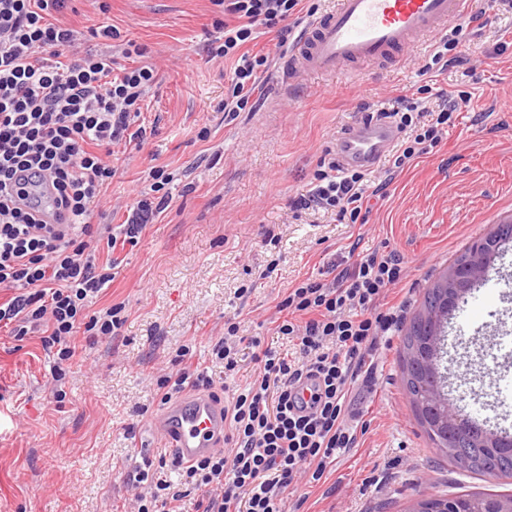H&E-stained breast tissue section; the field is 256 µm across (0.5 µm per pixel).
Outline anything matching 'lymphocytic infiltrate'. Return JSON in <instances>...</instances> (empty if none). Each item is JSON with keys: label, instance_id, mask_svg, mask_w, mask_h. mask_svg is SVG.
Listing matches in <instances>:
<instances>
[{"label": "lymphocytic infiltrate", "instance_id": "lymphocytic-infiltrate-1", "mask_svg": "<svg viewBox=\"0 0 512 512\" xmlns=\"http://www.w3.org/2000/svg\"><path fill=\"white\" fill-rule=\"evenodd\" d=\"M67 0H0V324L13 336L40 334L56 355L52 392L63 401L62 384L73 355L70 338L77 329L88 336L112 337L125 322L124 305L99 311L89 306L112 281V263H100L95 244L133 242L173 196L172 176L151 169L150 191L136 201L126 224L101 228L98 208L112 183V147L123 143L141 149L145 128H133L140 102L156 80L153 66L114 74L111 50L80 48L75 30L59 24ZM302 0H228L238 18L225 27L213 56H234L238 64L224 99L226 117L247 108L266 53L244 46L259 28H278L288 42L290 19ZM467 95L449 96L436 106L398 95L386 117L408 134L407 145L393 155L401 170L438 145L453 115L470 106ZM366 175L344 169L335 159L320 162L306 194L294 200L297 210L336 212L358 220L365 203ZM50 193L66 220L37 219L42 193ZM330 283L304 282L284 301L289 315L276 326L295 342L299 354L287 357L250 338L255 379L224 408L232 446L191 464H177L178 482L161 471L142 470L132 486L148 485L138 495L137 512H176L174 505L201 493L203 512H285L284 494L298 475L321 483L337 459L358 445L357 427L348 412L351 386L364 357L382 338L394 335L399 311L378 312L376 304L402 280L395 254L372 252L327 269ZM193 351L181 345L178 369L158 382L162 400L186 388L212 389L207 373L192 367ZM313 380L309 407L299 404L297 387Z\"/></svg>", "mask_w": 512, "mask_h": 512}]
</instances>
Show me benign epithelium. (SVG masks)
<instances>
[{
	"mask_svg": "<svg viewBox=\"0 0 512 512\" xmlns=\"http://www.w3.org/2000/svg\"><path fill=\"white\" fill-rule=\"evenodd\" d=\"M512 246V240L497 242L491 249L477 247L462 265L451 268L445 275L441 288L444 297L434 307L424 311V316L434 322V328L417 345L408 364L409 372L436 375L438 374V358L441 352V329L450 311L464 299L467 293L477 284L484 281L492 268L495 259ZM430 413L436 426L451 436L450 448H460L474 436L490 447H501L506 444L492 430L482 427L474 428L461 417L456 407L434 390L429 396Z\"/></svg>",
	"mask_w": 512,
	"mask_h": 512,
	"instance_id": "1",
	"label": "benign epithelium"
}]
</instances>
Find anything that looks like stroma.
I'll return each mask as SVG.
<instances>
[{"label": "stroma", "instance_id": "obj_1", "mask_svg": "<svg viewBox=\"0 0 512 512\" xmlns=\"http://www.w3.org/2000/svg\"><path fill=\"white\" fill-rule=\"evenodd\" d=\"M59 22L82 38L112 24L158 69L134 120L150 130L147 144L112 147L104 223L125 221L150 188V169L178 179L170 207L137 245L114 251L115 277L92 308L124 304L126 322L112 340L76 336L64 402L50 399L53 350L0 327V512H137L127 478L164 449L152 432L163 408L156 381L173 371L178 346L190 344L194 366L215 381L245 386L256 371L251 349H240L230 377L212 361L227 321L291 354L276 331L289 289L330 282L327 266L353 250L402 259L404 279L379 309L404 304L411 321L473 241L512 224V13L468 30L455 50L460 64L425 75L431 39L397 64L362 63L353 74L313 76L285 91L261 74L251 110L230 121L220 106L236 60L211 56L208 45L236 18L213 0H69ZM424 85L469 92L471 106L404 170L384 162L370 172L381 192L362 222L291 208L341 132L361 120V103L380 109L396 89ZM493 272L499 283L472 290L461 317L449 321L441 363L447 396L460 384L473 392L461 412L512 433V398L501 391L512 357L498 349L482 368L462 362L465 348L512 337V250ZM403 338L380 344L354 384L352 406L367 424L358 447L324 483L291 485L287 512H411L421 498L512 495V479L461 474L428 440L403 381Z\"/></svg>", "mask_w": 512, "mask_h": 512}]
</instances>
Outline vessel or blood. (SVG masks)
<instances>
[{"instance_id": "obj_1", "label": "vessel or blood", "mask_w": 512, "mask_h": 512, "mask_svg": "<svg viewBox=\"0 0 512 512\" xmlns=\"http://www.w3.org/2000/svg\"><path fill=\"white\" fill-rule=\"evenodd\" d=\"M467 0H338L335 9L306 23L279 58L274 79L288 86L318 74H340L359 61L394 60L422 37L443 32L465 11ZM393 138L390 127L366 118L348 126L336 142L343 167H378ZM153 431L177 458L193 462L224 444V405L206 394L170 403Z\"/></svg>"}]
</instances>
